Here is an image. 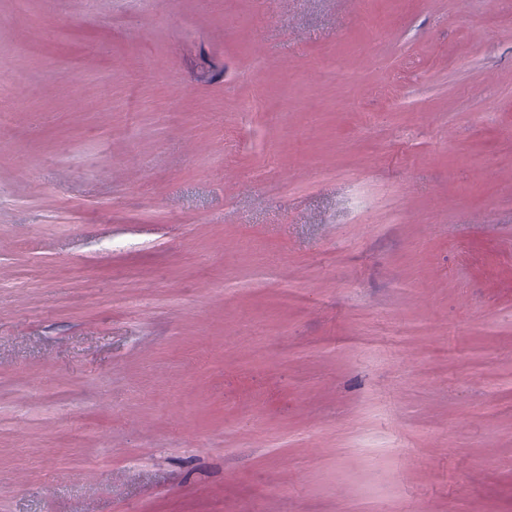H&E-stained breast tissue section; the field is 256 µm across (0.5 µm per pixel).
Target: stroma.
Returning <instances> with one entry per match:
<instances>
[{"instance_id":"35a3bbf8","label":"stroma","mask_w":512,"mask_h":512,"mask_svg":"<svg viewBox=\"0 0 512 512\" xmlns=\"http://www.w3.org/2000/svg\"><path fill=\"white\" fill-rule=\"evenodd\" d=\"M512 512V0H0V512Z\"/></svg>"}]
</instances>
